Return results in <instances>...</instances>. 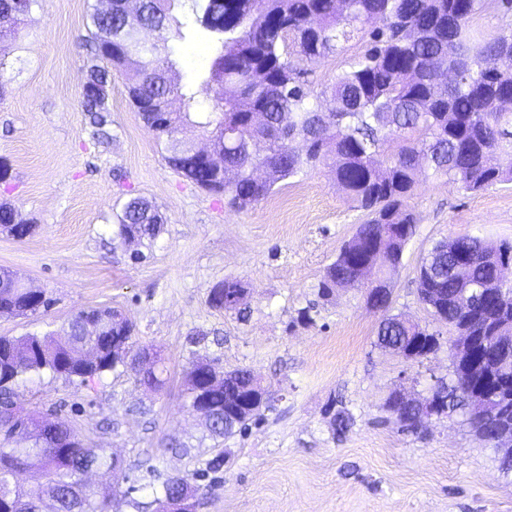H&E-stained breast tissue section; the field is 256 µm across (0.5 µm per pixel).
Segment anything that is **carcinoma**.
I'll use <instances>...</instances> for the list:
<instances>
[{
    "mask_svg": "<svg viewBox=\"0 0 512 512\" xmlns=\"http://www.w3.org/2000/svg\"><path fill=\"white\" fill-rule=\"evenodd\" d=\"M36 0H0V40L17 37L22 17ZM127 0H112V10L99 7L90 14L93 30L87 41L88 70L81 108L92 126L93 140L112 138L110 112L112 69L128 79L127 96L145 127L164 146L169 167L200 189L229 197L244 210L271 195L282 182L318 167H329L336 183L355 206L366 212L317 284L327 298L356 280L359 265L370 250L383 249L388 267L378 275L387 281L401 264L406 245L418 224L408 199L424 177H446L466 191L477 193L512 183V111H503L502 98L512 96V67L499 70L495 59L506 35L476 42L469 22L476 11L492 6L512 14V0H187L185 21L174 15L177 0H142L136 25H131ZM371 30H366V27ZM175 30L181 39L207 41L214 52L208 70L180 85L169 73L175 61L165 44L148 43L145 30ZM368 32L365 52L348 62L333 83L310 101L305 79L308 66L329 55H339L355 35ZM213 93L209 111L192 112L195 87ZM185 111L170 110L173 101ZM187 126L200 129L215 146L203 157L182 147L178 137ZM164 224L158 208L141 197L129 199L116 214L112 240L124 246L136 238L151 246ZM0 231L22 240L33 225L17 219L14 208L0 203ZM497 242L463 235L451 250L435 244L420 267L430 274L417 280V290L434 289L435 320L454 327L460 315L454 299L464 288L448 276L461 262L469 277L488 284L494 279ZM228 291H210L208 304L226 312L241 287L224 282ZM50 299L15 288L0 287V315L36 314ZM382 317L377 342L396 344L412 335L410 321L379 308ZM484 311H473L467 331L485 336L491 326ZM112 321L110 331L84 335L87 321ZM65 338L0 336V512H42L41 491L26 488L19 476L39 471L49 492L66 512L83 496V512H111L109 496H85L83 476L94 470L112 471V456L87 448L64 420L48 422L23 412L16 388L31 374L49 370L82 382L121 365L120 344L140 350L133 324L117 309L94 307L78 311L68 322ZM218 365L195 359L185 374V407L192 392L208 395L207 408L218 414L211 425L215 439L234 437L262 416L269 400L244 413L231 428L220 414L235 403V390L245 389L253 372L238 368L225 383L210 385ZM467 381L451 379L436 393L452 399L465 414ZM387 410L407 428L416 427L414 409L388 399ZM205 472L173 474L149 484L152 503L158 505L182 491L204 494L197 483Z\"/></svg>",
    "mask_w": 512,
    "mask_h": 512,
    "instance_id": "carcinoma-1",
    "label": "carcinoma"
}]
</instances>
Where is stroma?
I'll use <instances>...</instances> for the list:
<instances>
[{"mask_svg": "<svg viewBox=\"0 0 512 512\" xmlns=\"http://www.w3.org/2000/svg\"><path fill=\"white\" fill-rule=\"evenodd\" d=\"M92 2L38 0L19 36L0 43V158L11 165L0 202L34 223L22 240L0 232V267L52 300L45 312L1 315L0 335H60L77 311L110 306L157 352L164 384L148 388L130 370L86 383L45 372L18 388V404L68 420L86 446L120 460L119 470L86 477L109 493L112 512L149 501L143 459L163 475L194 472L221 448L228 461L197 512H512V472L463 417L428 418L411 431L383 408L393 390L424 397L436 380H450L447 349L406 362L377 346L381 314L363 290L318 297L324 268L364 220L330 169L281 183L251 209L231 208L169 168L120 72L112 75V139L92 142L80 104ZM172 48L175 82L208 69L204 42ZM133 197L152 200L165 217L138 262L112 242L115 215ZM408 203L420 222L394 276L390 311L445 341L447 326L417 296L419 260L445 238L512 242V184L471 193L429 179ZM227 280L247 290L246 319L207 302ZM304 308L311 321L299 319ZM195 357L251 369L271 393V410L241 435L213 440L184 406ZM340 410L352 417L343 434L333 427ZM174 440L181 450H169Z\"/></svg>", "mask_w": 512, "mask_h": 512, "instance_id": "obj_1", "label": "stroma"}]
</instances>
